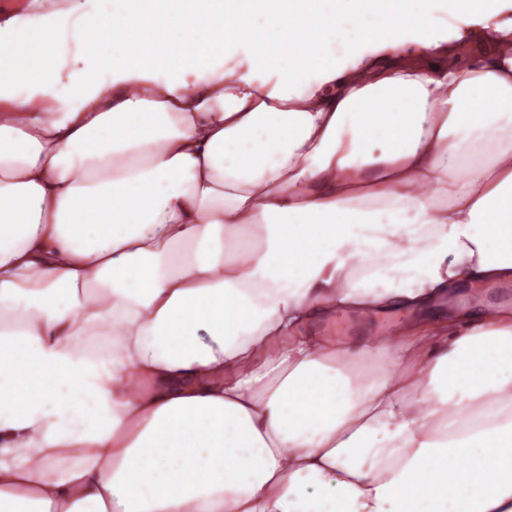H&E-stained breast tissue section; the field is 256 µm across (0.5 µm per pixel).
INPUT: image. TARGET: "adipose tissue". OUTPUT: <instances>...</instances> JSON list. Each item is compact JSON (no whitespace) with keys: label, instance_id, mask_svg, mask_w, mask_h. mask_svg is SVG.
<instances>
[{"label":"adipose tissue","instance_id":"ef3b65f1","mask_svg":"<svg viewBox=\"0 0 512 512\" xmlns=\"http://www.w3.org/2000/svg\"><path fill=\"white\" fill-rule=\"evenodd\" d=\"M215 3L172 64L103 63L111 0L0 12V512H512V308H444L512 282V21L313 8L258 81L270 19ZM414 317V313L405 310L397 311L389 316L370 315L367 317L339 312L333 319L309 323L308 329L318 334L334 331L336 336H344L354 340L364 336H375L392 323L402 322Z\"/></svg>","mask_w":512,"mask_h":512}]
</instances>
